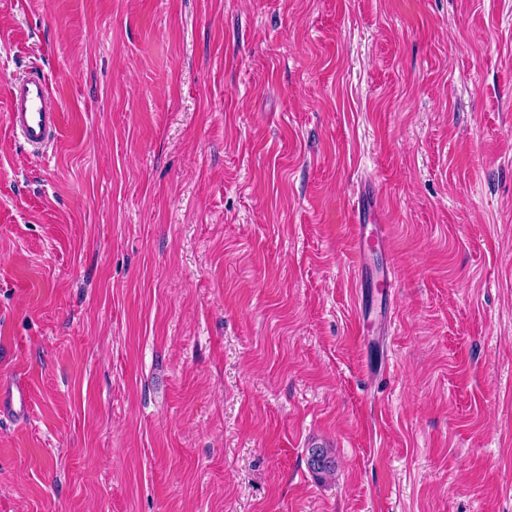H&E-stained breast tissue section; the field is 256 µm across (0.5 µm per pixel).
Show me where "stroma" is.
I'll return each mask as SVG.
<instances>
[{
    "instance_id": "obj_1",
    "label": "stroma",
    "mask_w": 512,
    "mask_h": 512,
    "mask_svg": "<svg viewBox=\"0 0 512 512\" xmlns=\"http://www.w3.org/2000/svg\"><path fill=\"white\" fill-rule=\"evenodd\" d=\"M2 380L0 512H512V0H0ZM8 119L12 130L34 152H44L60 133V106L48 80L32 69L8 83ZM351 219L354 250L359 258L358 281L362 287L368 280L363 260L373 247L386 246L389 226L385 224V213L377 198L372 201L368 199L361 201L359 198L354 202ZM308 465L317 479L323 480L335 473V465L326 448H310Z\"/></svg>"
}]
</instances>
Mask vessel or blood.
Wrapping results in <instances>:
<instances>
[{
    "label": "vessel or blood",
    "mask_w": 512,
    "mask_h": 512,
    "mask_svg": "<svg viewBox=\"0 0 512 512\" xmlns=\"http://www.w3.org/2000/svg\"><path fill=\"white\" fill-rule=\"evenodd\" d=\"M8 119L12 130L34 152L45 151L60 133V106L40 70L33 69L8 84ZM353 245L358 258L386 245L389 226L378 201L359 200L351 209Z\"/></svg>",
    "instance_id": "b4317fda"
}]
</instances>
